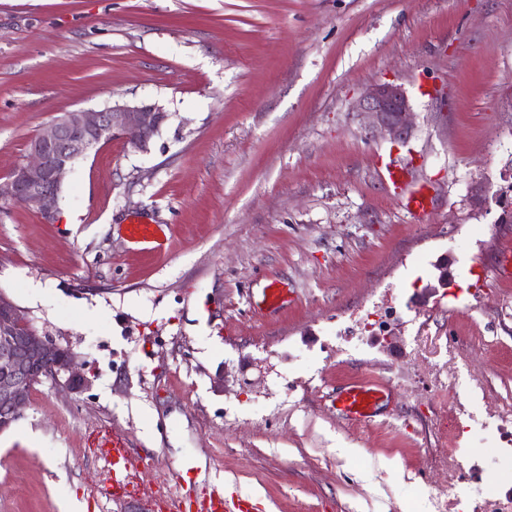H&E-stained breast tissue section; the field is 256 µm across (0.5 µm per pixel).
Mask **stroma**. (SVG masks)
<instances>
[{
  "mask_svg": "<svg viewBox=\"0 0 512 512\" xmlns=\"http://www.w3.org/2000/svg\"><path fill=\"white\" fill-rule=\"evenodd\" d=\"M385 81L412 106L399 142L355 109ZM115 101L168 112L148 152L101 141L51 220L0 201V292L89 380L36 385L0 434V512H146L177 471L255 512L512 497V422H448L452 380L482 385L461 416L512 412V0H0V180L61 113ZM389 160L427 215L379 179ZM133 218L169 226L164 249L132 247ZM271 279L290 300L257 312ZM369 379L375 420L339 416ZM113 427L147 458L131 498L101 497L87 457ZM377 171L404 210L413 215L425 214L430 210L432 200L427 185H411L404 168L391 162H381ZM387 394L384 383L378 380L353 383L337 394L334 404L336 411L346 419L366 421L376 415Z\"/></svg>",
  "mask_w": 512,
  "mask_h": 512,
  "instance_id": "1",
  "label": "stroma"
}]
</instances>
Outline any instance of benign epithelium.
Returning a JSON list of instances; mask_svg holds the SVG:
<instances>
[{
	"mask_svg": "<svg viewBox=\"0 0 512 512\" xmlns=\"http://www.w3.org/2000/svg\"><path fill=\"white\" fill-rule=\"evenodd\" d=\"M356 109L397 138L407 129L411 104L401 86L384 82L363 95ZM166 119L159 104L144 101H117L100 110L64 112L31 142L26 161L0 182V200L20 203L51 219L63 178L79 159L112 137L145 152ZM84 366L71 349L40 334L19 306L0 293V433L22 417L35 385L49 380L70 392L87 387Z\"/></svg>",
	"mask_w": 512,
	"mask_h": 512,
	"instance_id": "1",
	"label": "benign epithelium"
}]
</instances>
